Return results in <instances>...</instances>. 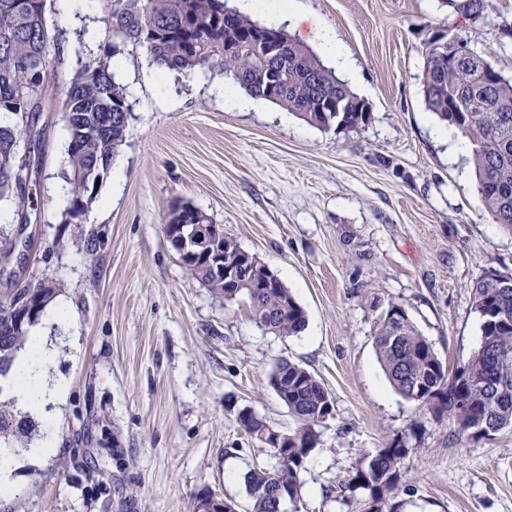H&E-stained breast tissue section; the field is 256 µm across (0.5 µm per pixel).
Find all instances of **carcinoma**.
<instances>
[{"label":"carcinoma","instance_id":"obj_1","mask_svg":"<svg viewBox=\"0 0 512 512\" xmlns=\"http://www.w3.org/2000/svg\"><path fill=\"white\" fill-rule=\"evenodd\" d=\"M0 0V114L34 122L41 111L48 83L50 49L61 35L46 21V0ZM106 17L112 40L141 47L152 63L168 71L191 74L212 59L220 60L224 76L247 94L295 113L324 131L355 128L366 112H326V103L340 99L350 107L356 94L336 77L303 43L287 38L277 54L260 60L249 53L229 51L249 38L256 22L231 10L224 0H110ZM457 9L474 21L483 17L484 0H459ZM113 55L104 49L94 66L84 62L65 94L69 133L67 174L70 217L83 213V203L96 185L85 186L84 169L109 168L124 144L131 116L125 87L113 73ZM497 78L491 80L488 75ZM423 95L427 108L455 127L471 145L472 163L485 211L495 224L512 226V79L502 75L467 39L448 40V51L432 54L424 63ZM18 123L0 124V201L24 202V175L13 159ZM187 273L218 297L245 298L258 327L277 336H294L306 325L304 309L288 288L226 287L210 269L185 266ZM512 272L490 270L471 285L474 308L482 318V344L450 373L431 343L405 309L392 303L377 328L374 345L391 385L402 397L435 413L453 417L462 433L487 437L512 427ZM55 289L38 285L18 290L0 301V378L6 379L17 352L27 341L30 322L19 319L25 298L46 306ZM279 399L297 422L288 435V454L273 449L275 464L255 468L245 477L252 512H279L280 500L298 498L299 471L317 442L316 426L333 416L329 391L305 367L279 360L270 375ZM14 400L0 384V433L12 422ZM243 431L260 440L265 418L249 409L238 413ZM405 443L392 442L367 453L339 481V489L369 491L382 512L387 495L401 478Z\"/></svg>","mask_w":512,"mask_h":512}]
</instances>
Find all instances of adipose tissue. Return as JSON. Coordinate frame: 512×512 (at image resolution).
Segmentation results:
<instances>
[{
	"instance_id": "1",
	"label": "adipose tissue",
	"mask_w": 512,
	"mask_h": 512,
	"mask_svg": "<svg viewBox=\"0 0 512 512\" xmlns=\"http://www.w3.org/2000/svg\"><path fill=\"white\" fill-rule=\"evenodd\" d=\"M67 315L63 307L48 311L40 323L32 328L23 350L17 354L15 365L26 376V384L14 387L11 396L16 410L32 415L43 414L47 404L65 400L67 388L61 380H49L54 363V352L49 335L53 328L65 325Z\"/></svg>"
}]
</instances>
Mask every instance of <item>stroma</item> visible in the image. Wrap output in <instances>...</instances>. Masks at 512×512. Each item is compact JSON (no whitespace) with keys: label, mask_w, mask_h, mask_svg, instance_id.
Listing matches in <instances>:
<instances>
[{"label":"stroma","mask_w":512,"mask_h":512,"mask_svg":"<svg viewBox=\"0 0 512 512\" xmlns=\"http://www.w3.org/2000/svg\"><path fill=\"white\" fill-rule=\"evenodd\" d=\"M106 0L63 9L47 0L63 42L49 57V112L25 202L0 206V253L30 235L24 260L0 271V300L42 280L69 324L54 329L52 375L64 404L14 426L12 444L54 438L55 452L15 474L0 512H194L214 493L251 512L244 476L274 462L237 413L276 430L294 418L270 384L275 363L301 364L334 412L299 472L297 512H370L368 491L337 492L362 454L405 440L398 512H512V428L480 439L447 414L406 400L378 362L374 336L401 305L448 370L482 341L470 285L512 271V229L493 223L477 192L471 149L440 136L423 97L424 44L435 28L467 39L512 77V0H485L469 21L449 0H295L288 34L317 47L332 32L337 69L370 107L354 129L325 132L250 97L217 62L198 77L160 74L146 51L122 47L115 75L131 118L88 209L70 218L62 102ZM212 216L257 254L304 308L303 333L259 328L244 300L226 301L188 275L167 240L171 207Z\"/></svg>","instance_id":"1"}]
</instances>
